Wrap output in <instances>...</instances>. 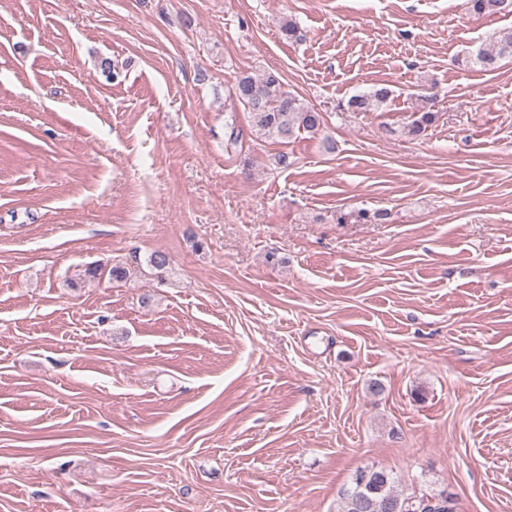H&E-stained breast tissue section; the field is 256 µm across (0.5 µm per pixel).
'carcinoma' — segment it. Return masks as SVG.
Listing matches in <instances>:
<instances>
[{
    "label": "carcinoma",
    "instance_id": "carcinoma-1",
    "mask_svg": "<svg viewBox=\"0 0 512 512\" xmlns=\"http://www.w3.org/2000/svg\"><path fill=\"white\" fill-rule=\"evenodd\" d=\"M469 8L483 15H512V0H467ZM512 56V28L499 31L491 42L471 56V63L484 72L499 67L502 58ZM230 95L249 113L250 132L268 138L288 141L302 132L315 134L323 124V115L304 103L299 96L284 88L276 71L253 76L243 73L236 77ZM391 96L386 87L352 95L346 110L371 112ZM437 113L421 111L408 125L409 133L423 135L436 121ZM397 476L382 468H366L356 472L352 486L342 497L339 512H453L452 495L425 494L406 498L396 490Z\"/></svg>",
    "mask_w": 512,
    "mask_h": 512
}]
</instances>
